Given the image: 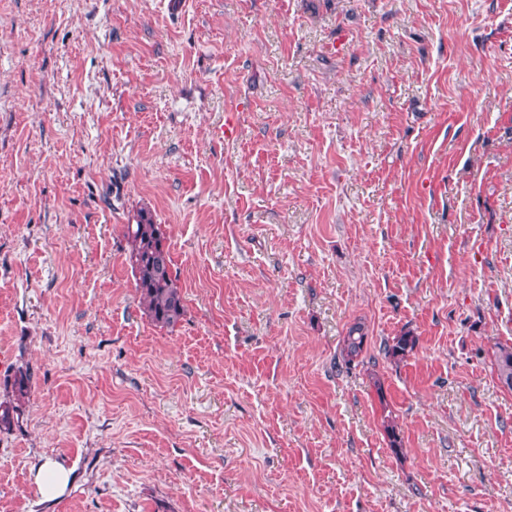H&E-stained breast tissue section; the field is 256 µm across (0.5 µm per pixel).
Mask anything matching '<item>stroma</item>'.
<instances>
[{"label":"stroma","instance_id":"35a3bbf8","mask_svg":"<svg viewBox=\"0 0 512 512\" xmlns=\"http://www.w3.org/2000/svg\"><path fill=\"white\" fill-rule=\"evenodd\" d=\"M502 344L512 0H0V512H512ZM128 259L143 313L160 328H174L186 308L161 224H155L150 211L142 209L136 224L126 225ZM35 482L45 497L60 493L69 482V471L59 461L46 460L37 467Z\"/></svg>","mask_w":512,"mask_h":512}]
</instances>
